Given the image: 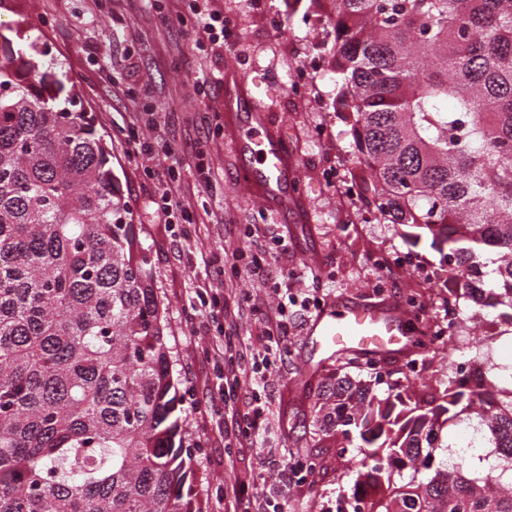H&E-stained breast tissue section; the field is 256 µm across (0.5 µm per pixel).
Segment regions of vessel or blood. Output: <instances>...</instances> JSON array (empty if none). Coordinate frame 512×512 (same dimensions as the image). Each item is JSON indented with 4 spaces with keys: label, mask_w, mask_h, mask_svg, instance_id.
I'll use <instances>...</instances> for the list:
<instances>
[{
    "label": "vessel or blood",
    "mask_w": 512,
    "mask_h": 512,
    "mask_svg": "<svg viewBox=\"0 0 512 512\" xmlns=\"http://www.w3.org/2000/svg\"><path fill=\"white\" fill-rule=\"evenodd\" d=\"M224 120L240 130L237 145L250 160L242 182L278 213L284 215L294 209L295 198L288 187L295 179L296 167L288 143L256 106L244 79L236 78L225 85ZM410 334L407 312L389 300L331 302L308 329L314 347L332 353L353 348L394 355L408 350Z\"/></svg>",
    "instance_id": "b4317fda"
}]
</instances>
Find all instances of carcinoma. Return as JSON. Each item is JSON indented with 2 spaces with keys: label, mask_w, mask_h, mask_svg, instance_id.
<instances>
[{
  "label": "carcinoma",
  "mask_w": 512,
  "mask_h": 512,
  "mask_svg": "<svg viewBox=\"0 0 512 512\" xmlns=\"http://www.w3.org/2000/svg\"><path fill=\"white\" fill-rule=\"evenodd\" d=\"M336 10L352 180L512 332V0H317ZM0 33V512H191L161 302L128 202L73 87ZM436 395L340 382L324 419L360 440L370 512H512V364ZM472 431L487 463L440 433ZM452 464L425 481L401 469Z\"/></svg>",
  "instance_id": "carcinoma-1"
}]
</instances>
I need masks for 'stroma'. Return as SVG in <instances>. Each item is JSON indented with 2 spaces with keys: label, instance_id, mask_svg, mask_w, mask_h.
<instances>
[{
  "label": "stroma",
  "instance_id": "obj_1",
  "mask_svg": "<svg viewBox=\"0 0 512 512\" xmlns=\"http://www.w3.org/2000/svg\"><path fill=\"white\" fill-rule=\"evenodd\" d=\"M208 6L234 19L233 46L211 41L185 0H0V26L21 28L35 51L60 65L109 145L116 184L131 209L134 247L148 259L164 308L196 507L222 512L225 491L243 483L284 495L288 512H335L337 496L353 495L357 472L336 464V432L323 427L316 409L321 396L335 393L337 380L375 373L379 394L405 384L432 392L447 378L448 364L437 357L424 366L399 355L376 372L364 355L349 368L313 355L308 324L320 305L338 297L387 298L426 308L433 330L447 332L446 272L428 243L410 244L402 226L376 220L366 187L345 194L355 144L338 112L332 67L314 75L301 97L289 92L293 75L330 56L331 18L314 0H208ZM231 71L246 79L291 148L306 223L284 225L240 181L247 158L224 123V78ZM132 130L152 144L151 155L128 151ZM200 161L210 169L205 184L196 171ZM327 170L332 178H324ZM165 192L194 213V223L165 222L155 206ZM241 253L268 262L249 271L237 260ZM379 254L402 260L385 279L373 262ZM205 292L233 304V334L246 342L260 334L263 314L296 301L288 353L267 372L272 418L256 452L219 431L222 407L210 399L217 371L206 340L194 333ZM456 310L467 326L452 342L454 359L464 362L493 329L490 315L468 303ZM286 452L313 467L289 487L278 465Z\"/></svg>",
  "mask_w": 512,
  "mask_h": 512
}]
</instances>
